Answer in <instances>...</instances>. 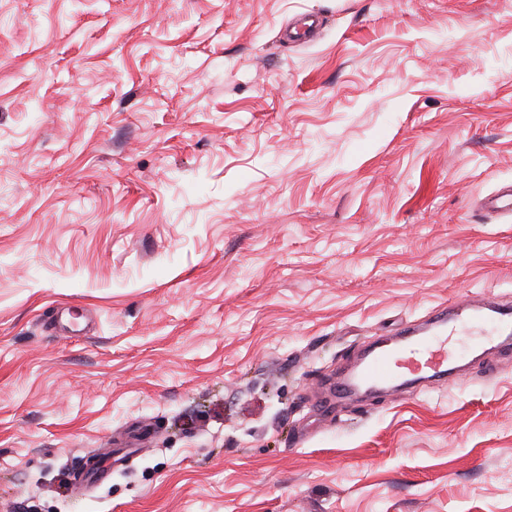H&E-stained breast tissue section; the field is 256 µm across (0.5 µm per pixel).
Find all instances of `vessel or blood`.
<instances>
[{"mask_svg":"<svg viewBox=\"0 0 512 512\" xmlns=\"http://www.w3.org/2000/svg\"><path fill=\"white\" fill-rule=\"evenodd\" d=\"M456 336H476V349L491 355L512 346V305L492 300L442 304L418 324H403L391 335L375 339L349 370L336 374L326 384L318 406L323 418H332L336 404L361 395H376L390 389L424 381L451 383L469 348L456 349ZM112 475V454L103 452L75 470V483H103Z\"/></svg>","mask_w":512,"mask_h":512,"instance_id":"obj_1","label":"vessel or blood"}]
</instances>
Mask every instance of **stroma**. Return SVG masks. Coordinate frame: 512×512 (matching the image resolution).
<instances>
[{
  "mask_svg": "<svg viewBox=\"0 0 512 512\" xmlns=\"http://www.w3.org/2000/svg\"><path fill=\"white\" fill-rule=\"evenodd\" d=\"M511 185L512 0H0V512H512V362L316 411L512 301ZM453 336H477L479 344L449 347ZM512 341V305L492 300L442 304L418 324L405 323L389 336H379L349 370L325 385L318 406L325 419H333L336 403L361 395H376L420 382L452 383L469 353L492 355ZM97 458L87 459L84 464L72 474V480L80 485L92 483L101 484L112 476V448L96 455Z\"/></svg>",
  "mask_w": 512,
  "mask_h": 512,
  "instance_id": "35a3bbf8",
  "label": "stroma"
}]
</instances>
